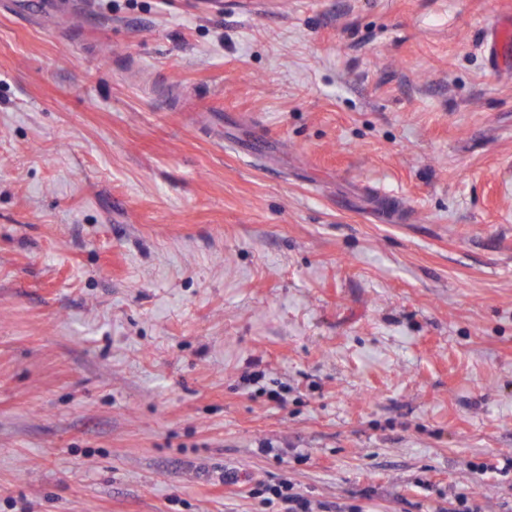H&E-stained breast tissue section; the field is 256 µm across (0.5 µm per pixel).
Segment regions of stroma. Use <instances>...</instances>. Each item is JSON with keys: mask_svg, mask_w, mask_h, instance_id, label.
Returning a JSON list of instances; mask_svg holds the SVG:
<instances>
[{"mask_svg": "<svg viewBox=\"0 0 512 512\" xmlns=\"http://www.w3.org/2000/svg\"><path fill=\"white\" fill-rule=\"evenodd\" d=\"M508 21L0 9V512H512ZM257 493L263 496V501L269 506H276L275 512H326L315 510L313 502L296 491L288 479H283L276 484H262ZM268 496H264V495Z\"/></svg>", "mask_w": 512, "mask_h": 512, "instance_id": "35a3bbf8", "label": "stroma"}]
</instances>
